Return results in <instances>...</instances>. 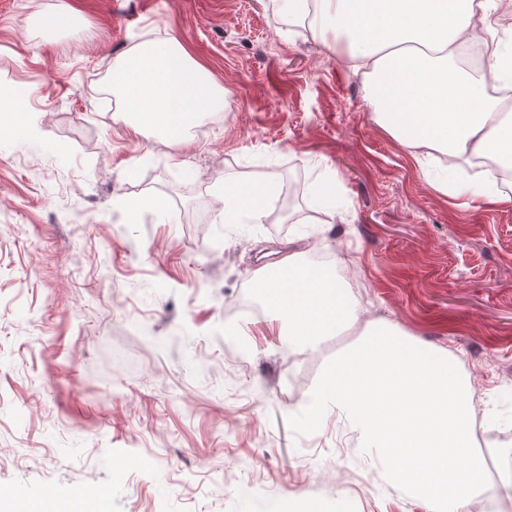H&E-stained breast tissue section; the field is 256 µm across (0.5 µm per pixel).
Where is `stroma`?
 I'll return each mask as SVG.
<instances>
[{
  "mask_svg": "<svg viewBox=\"0 0 512 512\" xmlns=\"http://www.w3.org/2000/svg\"><path fill=\"white\" fill-rule=\"evenodd\" d=\"M61 8L73 27L47 25ZM170 37L227 91L182 143L134 131L110 82ZM343 54L277 0H0V83L36 129L0 135V488L108 487L112 512H426L335 408L311 435L287 423L362 328L290 349L241 310L256 273L325 251L368 318L455 355L486 492L512 501V204L436 188ZM271 169L264 221L225 223L224 182ZM296 172L335 210L281 221ZM144 195L157 210L128 220Z\"/></svg>",
  "mask_w": 512,
  "mask_h": 512,
  "instance_id": "1",
  "label": "stroma"
}]
</instances>
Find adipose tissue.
<instances>
[{
	"label": "adipose tissue",
	"mask_w": 512,
	"mask_h": 512,
	"mask_svg": "<svg viewBox=\"0 0 512 512\" xmlns=\"http://www.w3.org/2000/svg\"><path fill=\"white\" fill-rule=\"evenodd\" d=\"M313 36L348 44L346 64L362 74L366 100L381 126L412 147L444 152L454 187L493 195L481 175L463 171L479 157L512 160V121L490 82L512 75V55L493 53L487 68L464 69L460 53L512 14V0H284ZM112 89L134 130L184 140L203 113L224 105V89L176 38L134 46L112 64ZM274 173L224 184V221L262 222ZM268 314L288 326L285 344L313 342L357 322L359 305L335 277L289 254L255 280Z\"/></svg>",
	"instance_id": "adipose-tissue-1"
}]
</instances>
